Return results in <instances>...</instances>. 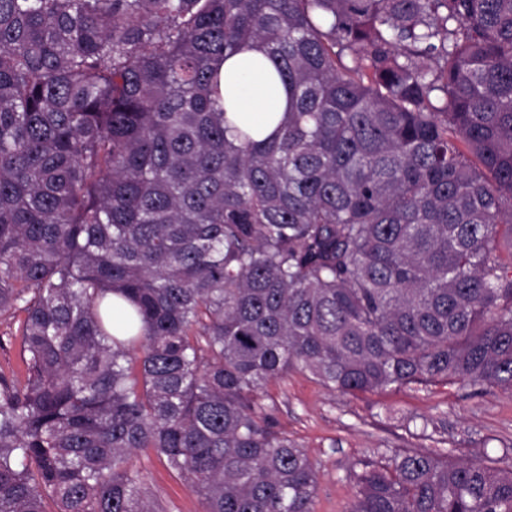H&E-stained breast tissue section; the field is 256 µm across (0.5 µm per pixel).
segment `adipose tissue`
I'll list each match as a JSON object with an SVG mask.
<instances>
[{"instance_id": "1", "label": "adipose tissue", "mask_w": 512, "mask_h": 512, "mask_svg": "<svg viewBox=\"0 0 512 512\" xmlns=\"http://www.w3.org/2000/svg\"><path fill=\"white\" fill-rule=\"evenodd\" d=\"M221 92L229 117L257 122L260 136L270 135L277 115L288 105V90L261 47L229 56L220 68Z\"/></svg>"}]
</instances>
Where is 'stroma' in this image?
I'll list each match as a JSON object with an SVG mask.
<instances>
[{
	"instance_id": "1",
	"label": "stroma",
	"mask_w": 512,
	"mask_h": 512,
	"mask_svg": "<svg viewBox=\"0 0 512 512\" xmlns=\"http://www.w3.org/2000/svg\"><path fill=\"white\" fill-rule=\"evenodd\" d=\"M266 411L308 454L319 480L315 512H346L355 488L350 467L386 459L396 450L446 452L496 467L512 463V395L489 389L469 395L450 385L340 395L311 375L289 372L270 382ZM165 512H202L197 496L172 475L153 451L133 458Z\"/></svg>"
}]
</instances>
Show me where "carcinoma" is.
I'll return each instance as SVG.
<instances>
[{
    "mask_svg": "<svg viewBox=\"0 0 512 512\" xmlns=\"http://www.w3.org/2000/svg\"><path fill=\"white\" fill-rule=\"evenodd\" d=\"M262 45L275 132L227 136ZM115 294L127 305L104 303ZM0 512H313L260 403L512 394V0H0ZM349 512H512V464L398 450ZM221 92L229 117L259 123V138L270 135L288 106V90L277 76L263 49L254 47L227 57L220 68ZM275 113L268 121L266 114ZM19 317L11 318V316L3 317L0 319V336H8L4 335L5 332H12L13 337L11 342L5 341L0 347V371H4L5 373H11V370L16 371L19 375H23V366L21 363V341L19 335L16 334L18 322L17 319ZM133 462L148 475V484L153 498L166 512H203L197 496L184 482L172 475L151 450H139Z\"/></svg>",
    "mask_w": 512,
    "mask_h": 512,
    "instance_id": "obj_1",
    "label": "carcinoma"
}]
</instances>
